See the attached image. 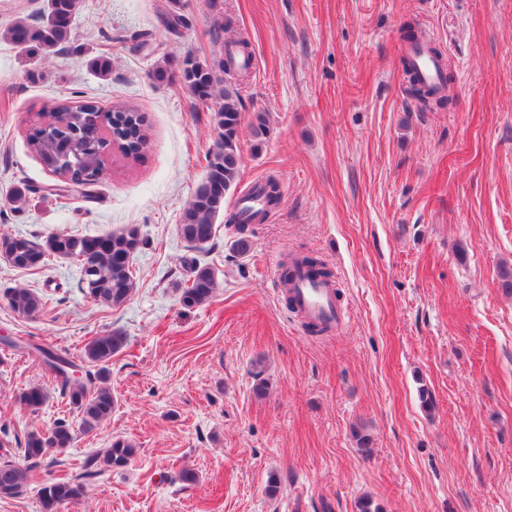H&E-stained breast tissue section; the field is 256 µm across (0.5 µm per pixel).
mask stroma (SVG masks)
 <instances>
[{
    "mask_svg": "<svg viewBox=\"0 0 512 512\" xmlns=\"http://www.w3.org/2000/svg\"><path fill=\"white\" fill-rule=\"evenodd\" d=\"M174 6L187 20L176 35L164 22ZM406 22L446 58L445 109H421L407 92ZM241 33L255 61L245 110L268 112L270 133L257 150L242 128L225 208L269 175L282 198L253 225L246 255L218 228L198 255L218 287L186 308L178 224L219 131L179 65L223 59ZM98 57L110 58L108 74L92 68ZM166 57L171 76L155 82ZM49 100L136 106L142 156L112 153L83 192L50 195L56 178L26 139ZM16 186L28 190L20 210L7 202ZM131 225L149 244L118 307L86 295L75 261L21 271L0 259V442L19 448L63 417L80 424L35 346L78 362L92 337L126 338L108 365L111 419L35 466L0 512H42V485L79 474L117 437L138 455L61 512H354L366 494L384 512H512V296L498 283L512 267V0H82L62 54L0 39V232L40 243ZM295 253L336 273L339 331L313 336L288 309L279 277ZM20 287L46 298L41 314L8 308ZM31 385L48 395L36 413L16 401ZM422 385L436 399L430 415ZM360 424L367 455L352 436ZM184 469L196 483L178 482Z\"/></svg>",
    "mask_w": 512,
    "mask_h": 512,
    "instance_id": "obj_1",
    "label": "stroma"
}]
</instances>
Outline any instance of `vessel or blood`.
<instances>
[{
    "mask_svg": "<svg viewBox=\"0 0 512 512\" xmlns=\"http://www.w3.org/2000/svg\"><path fill=\"white\" fill-rule=\"evenodd\" d=\"M411 58L420 77L429 83L439 82L443 76L441 63L422 50H413ZM339 282L310 276L307 271L296 272L288 286L295 308L301 317L326 331H338L344 319L339 299Z\"/></svg>",
    "mask_w": 512,
    "mask_h": 512,
    "instance_id": "b4317fda",
    "label": "vessel or blood"
}]
</instances>
